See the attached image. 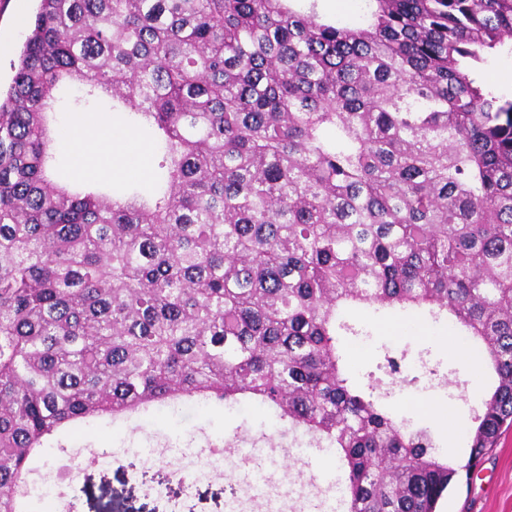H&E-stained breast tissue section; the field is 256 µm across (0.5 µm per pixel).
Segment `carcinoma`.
Returning <instances> with one entry per match:
<instances>
[{
    "label": "carcinoma",
    "instance_id": "obj_1",
    "mask_svg": "<svg viewBox=\"0 0 512 512\" xmlns=\"http://www.w3.org/2000/svg\"><path fill=\"white\" fill-rule=\"evenodd\" d=\"M297 2L39 0L0 99V512L67 424L186 398L332 453L336 512H438L512 425V99L476 75L512 0ZM67 83L154 130L148 185L55 171ZM352 306L477 340L465 459L354 381ZM316 4L318 13L326 19H337L352 26H358L363 22L365 0H318ZM329 4H332L336 11L328 8Z\"/></svg>",
    "mask_w": 512,
    "mask_h": 512
}]
</instances>
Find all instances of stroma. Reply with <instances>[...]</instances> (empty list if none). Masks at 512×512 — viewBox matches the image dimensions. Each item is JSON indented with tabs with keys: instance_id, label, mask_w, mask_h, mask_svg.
Wrapping results in <instances>:
<instances>
[{
	"instance_id": "1",
	"label": "stroma",
	"mask_w": 512,
	"mask_h": 512,
	"mask_svg": "<svg viewBox=\"0 0 512 512\" xmlns=\"http://www.w3.org/2000/svg\"><path fill=\"white\" fill-rule=\"evenodd\" d=\"M36 9L37 0H0L1 85L12 78ZM477 76L488 89L512 98V41L479 64ZM56 118L87 137L126 128L124 115L109 105L92 103L76 110L66 96ZM354 315L370 335L369 352L353 360L359 377L375 371L385 349L396 342L445 375L446 384L423 378L396 393L392 402L410 428L431 431L438 452L463 457L470 402L487 381L472 377L470 361L450 350L447 323L431 322L417 311L358 309ZM455 380L467 381V399L449 400L448 384ZM46 446L39 464L42 477H55L62 467L72 473L60 483L52 512H271L273 501L280 499L296 512H308L314 498L306 479H322L334 469L329 455L309 447L302 433L270 423L261 406L245 404L230 411L192 398L174 408L152 406L116 419L78 420L49 437ZM214 448L232 459V467L196 477ZM158 470L172 474L160 495L149 490ZM441 512H512V427L503 431L497 448L470 479L449 490Z\"/></svg>"
}]
</instances>
